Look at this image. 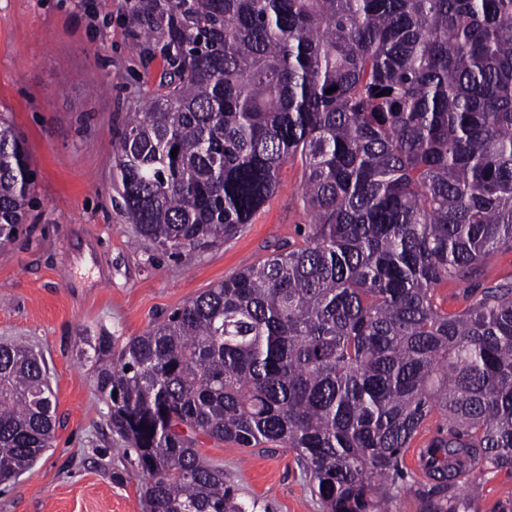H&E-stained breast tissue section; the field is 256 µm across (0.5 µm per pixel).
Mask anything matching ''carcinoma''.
Returning a JSON list of instances; mask_svg holds the SVG:
<instances>
[{
  "label": "carcinoma",
  "mask_w": 512,
  "mask_h": 512,
  "mask_svg": "<svg viewBox=\"0 0 512 512\" xmlns=\"http://www.w3.org/2000/svg\"><path fill=\"white\" fill-rule=\"evenodd\" d=\"M132 23L166 63L118 141L137 234L174 256L228 240L297 158L312 217L142 335L95 340L147 512H246L199 434L293 450L323 512H389L434 413L421 512H469L483 471L512 470V281L452 312L436 291L512 249V0H135ZM33 184L0 116V246ZM55 406L41 360L1 343L0 483L49 447Z\"/></svg>",
  "instance_id": "cac0c4a2"
}]
</instances>
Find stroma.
Instances as JSON below:
<instances>
[{"label":"stroma","instance_id":"stroma-1","mask_svg":"<svg viewBox=\"0 0 512 512\" xmlns=\"http://www.w3.org/2000/svg\"><path fill=\"white\" fill-rule=\"evenodd\" d=\"M132 0H0V113L21 131L33 204L0 248V343L46 364L56 432L28 472L0 484V512H146L134 452L107 425L94 385L99 336L142 335L193 298L301 241L303 168L282 166L274 194L233 239L171 257L137 239L113 188L128 113L156 88L162 56L139 46ZM250 512H323L292 450L199 436ZM471 512H512V473H485Z\"/></svg>","mask_w":512,"mask_h":512}]
</instances>
